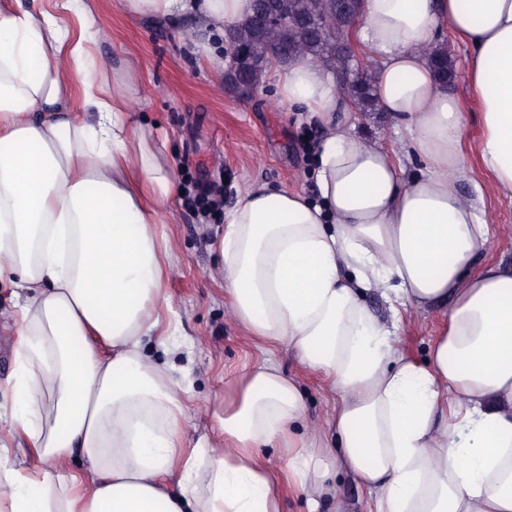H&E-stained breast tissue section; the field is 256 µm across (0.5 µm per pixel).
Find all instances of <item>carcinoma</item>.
Segmentation results:
<instances>
[{"mask_svg":"<svg viewBox=\"0 0 512 512\" xmlns=\"http://www.w3.org/2000/svg\"><path fill=\"white\" fill-rule=\"evenodd\" d=\"M353 0H253L251 12L236 21L228 32V44L243 51L229 75L233 84L244 82L258 88L269 67L255 66L250 55H273V63L289 64L308 58L337 74L339 89L359 112H377L372 69L356 77L359 62L342 49L347 37L346 17ZM438 76L454 78L453 62L442 46L428 48Z\"/></svg>","mask_w":512,"mask_h":512,"instance_id":"1","label":"carcinoma"}]
</instances>
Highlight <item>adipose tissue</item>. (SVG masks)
Wrapping results in <instances>:
<instances>
[{
    "label": "adipose tissue",
    "instance_id": "ef3b65f1",
    "mask_svg": "<svg viewBox=\"0 0 512 512\" xmlns=\"http://www.w3.org/2000/svg\"><path fill=\"white\" fill-rule=\"evenodd\" d=\"M123 5L192 23L194 54L216 68L224 58L204 34L251 10ZM61 8L0 7V284L13 290L21 347L0 512H282L286 484L318 512L336 497V468L374 492L375 512H512V268L483 261L485 187L470 198L458 188L466 107L424 52L438 28L472 43L480 162L512 198V0H365L359 39L377 62L379 105L422 162L408 176L357 134L329 70L302 58L277 69L281 101L323 127L316 196L257 185L224 218L219 273L264 348L201 430L187 427L192 382L142 350L146 336L168 349L176 331L170 253L155 231L176 192L166 144L130 124L132 67L94 56L93 14L77 0ZM75 75L104 95H77ZM369 291L395 310H445L427 365L393 344L363 302ZM283 344L337 395L319 436L293 431L305 403L276 361ZM270 445L285 451L276 472L259 453Z\"/></svg>",
    "mask_w": 512,
    "mask_h": 512
}]
</instances>
